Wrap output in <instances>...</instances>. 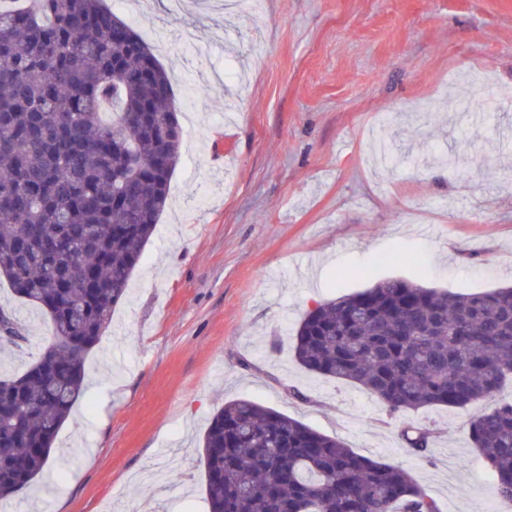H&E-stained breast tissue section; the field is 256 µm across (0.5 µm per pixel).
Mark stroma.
Returning <instances> with one entry per match:
<instances>
[{
	"mask_svg": "<svg viewBox=\"0 0 512 512\" xmlns=\"http://www.w3.org/2000/svg\"><path fill=\"white\" fill-rule=\"evenodd\" d=\"M115 14L172 78L183 130L168 203L99 343L51 471L8 512H206L199 448L247 398L407 470L442 512H496L470 418L433 409L428 456L383 403L293 360L317 303L400 278L455 293L512 283V0H195ZM455 154L458 169L440 155ZM391 260L380 263L381 255ZM28 326L0 368L52 346Z\"/></svg>",
	"mask_w": 512,
	"mask_h": 512,
	"instance_id": "stroma-1",
	"label": "stroma"
}]
</instances>
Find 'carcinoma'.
Listing matches in <instances>:
<instances>
[{
    "instance_id": "carcinoma-1",
    "label": "carcinoma",
    "mask_w": 512,
    "mask_h": 512,
    "mask_svg": "<svg viewBox=\"0 0 512 512\" xmlns=\"http://www.w3.org/2000/svg\"><path fill=\"white\" fill-rule=\"evenodd\" d=\"M104 0L0 4V280L50 318L55 344L0 375V502L50 467L85 390L84 356L163 212L182 128L170 77ZM18 345L25 324L0 307ZM295 362L376 396L391 415L464 409L512 379V286L459 294L390 279L302 318ZM434 428L409 422L424 456ZM498 496L512 501V403L468 423ZM209 512H441L403 469L249 399L224 404L203 439Z\"/></svg>"
}]
</instances>
